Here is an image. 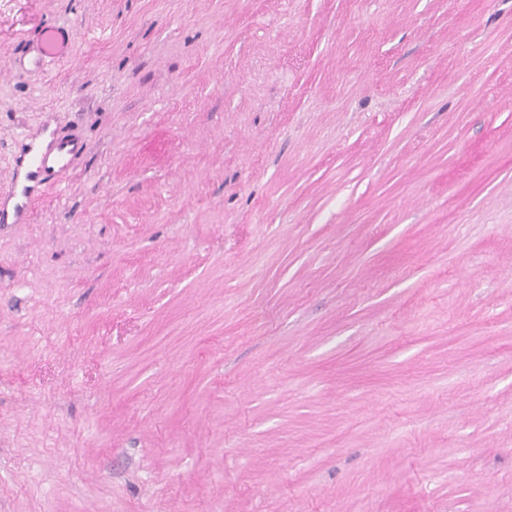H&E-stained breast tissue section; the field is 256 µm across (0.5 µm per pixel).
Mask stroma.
Returning <instances> with one entry per match:
<instances>
[{
	"instance_id": "stroma-1",
	"label": "stroma",
	"mask_w": 512,
	"mask_h": 512,
	"mask_svg": "<svg viewBox=\"0 0 512 512\" xmlns=\"http://www.w3.org/2000/svg\"><path fill=\"white\" fill-rule=\"evenodd\" d=\"M47 128L0 512H512V0H0ZM56 149L58 156L55 169L48 165L47 154L41 155L33 145H28L26 154L29 155L31 168H35L27 173L28 180L38 179V182L42 184L54 180L68 169L72 157L80 151L81 146L74 139H57Z\"/></svg>"
}]
</instances>
